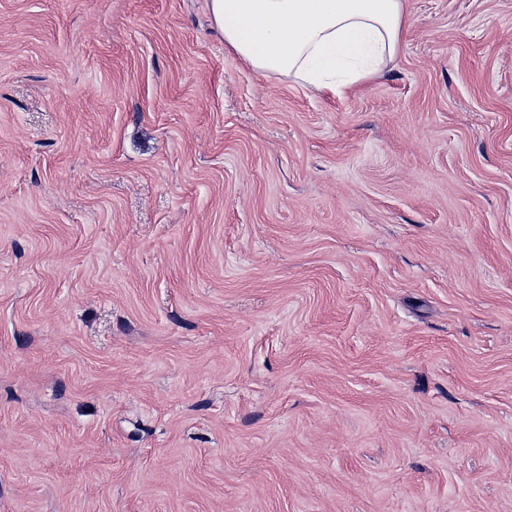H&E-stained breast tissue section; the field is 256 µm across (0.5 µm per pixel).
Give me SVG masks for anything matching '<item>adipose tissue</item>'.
<instances>
[{
	"label": "adipose tissue",
	"mask_w": 512,
	"mask_h": 512,
	"mask_svg": "<svg viewBox=\"0 0 512 512\" xmlns=\"http://www.w3.org/2000/svg\"><path fill=\"white\" fill-rule=\"evenodd\" d=\"M209 10L225 45L253 71L319 91L393 62L404 0H209Z\"/></svg>",
	"instance_id": "obj_1"
}]
</instances>
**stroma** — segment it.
<instances>
[{"label":"stroma","mask_w":512,"mask_h":512,"mask_svg":"<svg viewBox=\"0 0 512 512\" xmlns=\"http://www.w3.org/2000/svg\"><path fill=\"white\" fill-rule=\"evenodd\" d=\"M0 512H512V0L322 93L0 0Z\"/></svg>","instance_id":"1"}]
</instances>
